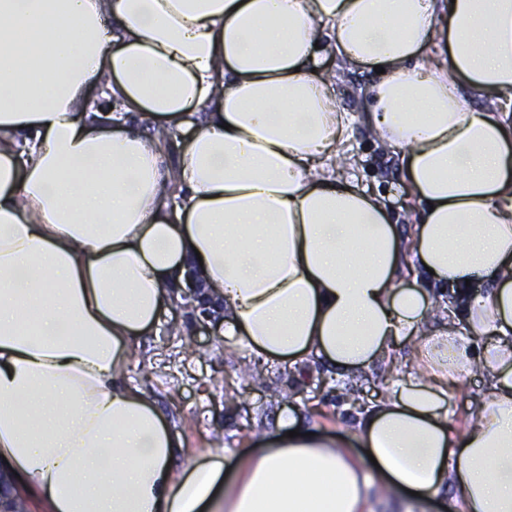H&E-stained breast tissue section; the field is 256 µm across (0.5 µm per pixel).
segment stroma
Instances as JSON below:
<instances>
[{
	"mask_svg": "<svg viewBox=\"0 0 512 512\" xmlns=\"http://www.w3.org/2000/svg\"><path fill=\"white\" fill-rule=\"evenodd\" d=\"M319 73L334 76L336 99L350 122V147L357 158L353 184L380 197L387 210L413 223L417 206L408 198L398 156L376 144L361 121V90L377 81L375 71H338L324 60ZM251 354L208 327L192 331L185 312L170 307L156 329L139 340L127 370L129 386L145 392L169 418L181 446L176 468H184L214 448L238 453L257 449L262 436L274 432L278 413L293 407L306 423L345 440H353L359 413L336 405L334 395L344 385L386 386L389 369L382 364L355 375H336L311 361L309 384L300 390L288 385V366L279 360L264 363L261 380L247 378Z\"/></svg>",
	"mask_w": 512,
	"mask_h": 512,
	"instance_id": "obj_1",
	"label": "stroma"
}]
</instances>
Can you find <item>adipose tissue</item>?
<instances>
[{
    "instance_id": "1",
    "label": "adipose tissue",
    "mask_w": 512,
    "mask_h": 512,
    "mask_svg": "<svg viewBox=\"0 0 512 512\" xmlns=\"http://www.w3.org/2000/svg\"><path fill=\"white\" fill-rule=\"evenodd\" d=\"M59 1L0 0V512H367L376 479L512 512V0ZM328 57L384 69L363 122L400 156L410 247L348 178ZM152 129L182 131L176 167ZM190 273L256 355L346 374L408 344L416 372L358 448L288 409L256 452L175 472L123 378ZM438 287L464 320L428 327ZM483 379L480 374H473L466 379L467 395H455L451 399V414L449 416V427L451 433L455 434L464 424L467 416V407L472 403L467 399H473L482 389Z\"/></svg>"
}]
</instances>
